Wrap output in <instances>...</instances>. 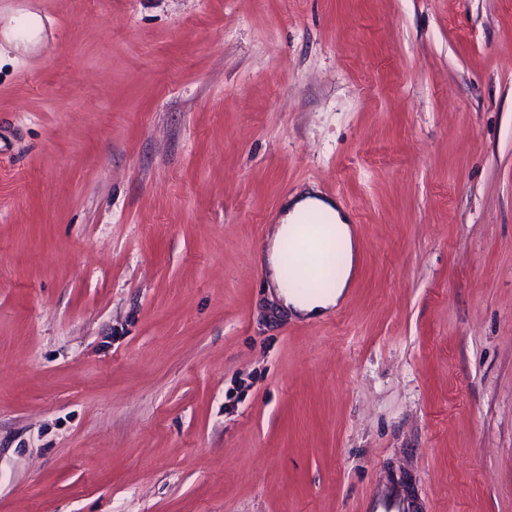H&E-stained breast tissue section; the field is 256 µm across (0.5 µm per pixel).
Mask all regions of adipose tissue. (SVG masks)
<instances>
[{"label":"adipose tissue","mask_w":512,"mask_h":512,"mask_svg":"<svg viewBox=\"0 0 512 512\" xmlns=\"http://www.w3.org/2000/svg\"><path fill=\"white\" fill-rule=\"evenodd\" d=\"M302 215L316 221L329 217L326 234L331 243L338 245L342 256L336 279L330 290L324 293H302L283 278L284 252L300 231L297 220ZM260 261L270 286L277 290L283 309L297 317L314 319L334 308L350 287L357 268L358 241L346 214L336 203L311 190L286 200L280 222L269 235Z\"/></svg>","instance_id":"1"}]
</instances>
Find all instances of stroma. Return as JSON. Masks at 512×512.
<instances>
[{
  "label": "stroma",
  "instance_id": "1",
  "mask_svg": "<svg viewBox=\"0 0 512 512\" xmlns=\"http://www.w3.org/2000/svg\"><path fill=\"white\" fill-rule=\"evenodd\" d=\"M359 264L256 262L288 196ZM512 512V0H0V512ZM308 216L311 220H320L327 215L334 223L326 224V234L331 241V250L336 252V243L342 256L340 269L331 289L326 293L303 294L288 285L282 273L283 258L288 264L298 267L306 276L312 277L321 272L318 245L308 237H298L289 247L287 245L299 233L302 224H295L299 216ZM261 264L265 268L270 288L277 289L282 309L291 315L314 319L334 308L341 297L350 288L358 262V241L354 235L348 217L339 210L336 203L310 190L291 197L282 207L280 224L276 225L268 237L266 248L262 251ZM363 512H406L407 498L396 488L387 487L370 495L362 506Z\"/></svg>",
  "mask_w": 512,
  "mask_h": 512
}]
</instances>
